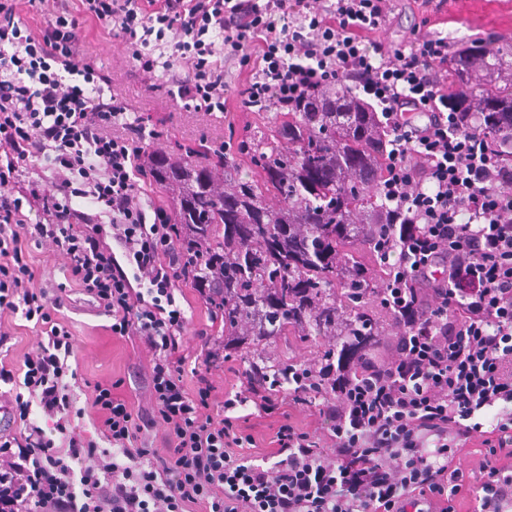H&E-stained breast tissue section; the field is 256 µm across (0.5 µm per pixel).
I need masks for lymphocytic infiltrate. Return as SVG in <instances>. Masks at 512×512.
<instances>
[{"instance_id": "lymphocytic-infiltrate-1", "label": "lymphocytic infiltrate", "mask_w": 512, "mask_h": 512, "mask_svg": "<svg viewBox=\"0 0 512 512\" xmlns=\"http://www.w3.org/2000/svg\"><path fill=\"white\" fill-rule=\"evenodd\" d=\"M80 2L74 14L0 0V318L22 315L38 337L20 363L0 357V405L16 425L0 430V512H432L437 501L457 512L467 497L473 512H512V134H492L484 113L449 111L447 39L370 40L391 0ZM83 18L111 25L142 72L170 74L169 94L189 111L224 110L230 57L251 72L240 91L251 107L289 108L341 82L367 96L393 137L380 216L388 341L341 361L251 366L212 413L224 339L202 330L184 349L175 293L191 289L215 324L224 293L204 272L208 247L144 207V145L157 131L105 96L110 75L79 52ZM41 158L53 182L33 167ZM47 243L70 288L111 316L112 335L151 354L148 406L98 382L90 409L77 407L69 288L48 293L31 262ZM284 399L320 400L329 447L286 423L275 457H245L234 409ZM492 412L467 481L453 460ZM86 416L98 438L80 426Z\"/></svg>"}]
</instances>
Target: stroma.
Segmentation results:
<instances>
[{
  "label": "stroma",
  "instance_id": "obj_1",
  "mask_svg": "<svg viewBox=\"0 0 512 512\" xmlns=\"http://www.w3.org/2000/svg\"><path fill=\"white\" fill-rule=\"evenodd\" d=\"M422 33L447 38L451 46L473 40L494 41L498 46H512V0H447L442 10L422 6L421 0H392L385 27L376 38L391 47L410 45ZM79 36L83 54L112 75V88L130 109L152 115L159 138L156 148L170 152L175 144L223 143L242 140L254 131L271 125L275 109L246 108L235 94L230 96L223 113L187 112L171 101L162 86V74L148 76L136 67L128 49L113 39L107 25L81 21ZM67 322L74 335L78 374L88 380V387L78 393L77 404L89 406L91 383L118 382V395L131 402L147 404L146 378L151 368L149 355L130 340L113 336L112 319L90 312L85 303L67 310ZM327 341L293 339L269 340L262 355L268 366L291 361L321 359ZM318 404L293 407L287 404L264 411L254 404L237 408L243 434L252 436L254 445L248 456L261 458L273 451L281 424L290 422L300 429H320Z\"/></svg>",
  "mask_w": 512,
  "mask_h": 512
}]
</instances>
